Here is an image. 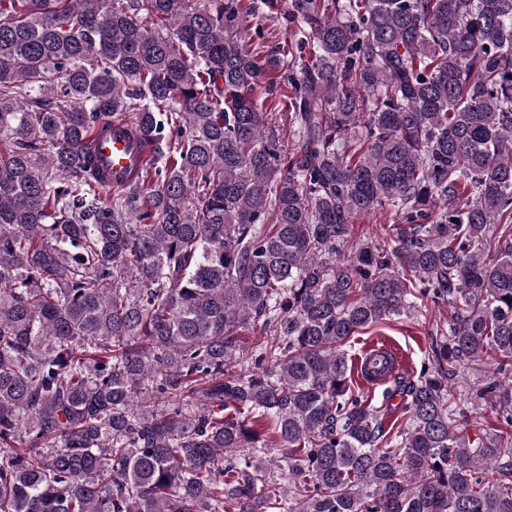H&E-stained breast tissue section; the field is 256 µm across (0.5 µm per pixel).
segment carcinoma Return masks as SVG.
Returning <instances> with one entry per match:
<instances>
[{
  "mask_svg": "<svg viewBox=\"0 0 512 512\" xmlns=\"http://www.w3.org/2000/svg\"><path fill=\"white\" fill-rule=\"evenodd\" d=\"M256 10L0 0V512H512V0H291L265 64ZM426 300L418 373L364 357L389 425L347 345ZM99 150L107 168L114 172L133 167L136 154L128 140L120 135H107L100 140ZM391 224H396V218L390 212L383 215L368 216L361 218L353 224L354 236L364 237L365 240H384L388 236ZM389 385H391V384L390 383L389 384L382 383L380 385L374 386L376 388H372V387L364 386L363 384H361V386L359 385V387H361L362 390H364V392L368 394L369 399L372 400V405H374L375 407H378L380 410H384L385 412H387V411H388V413L391 412L390 413L392 416L391 418L395 419L398 415H400L401 405H403V402H401L400 396L394 397L393 400H391L389 403L386 402V399L383 396L384 395L383 392H384V389ZM387 404H388V407H387ZM392 420L390 421V423L392 422ZM468 420L472 437H475L476 434L484 435L485 432H492L498 424L493 409L489 404L476 409L469 408Z\"/></svg>",
  "mask_w": 512,
  "mask_h": 512,
  "instance_id": "obj_1",
  "label": "carcinoma"
}]
</instances>
